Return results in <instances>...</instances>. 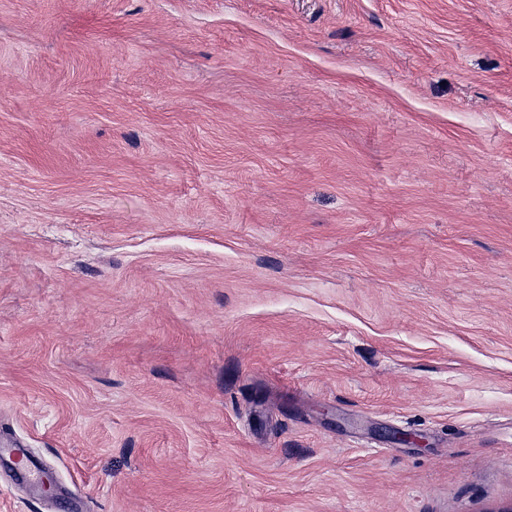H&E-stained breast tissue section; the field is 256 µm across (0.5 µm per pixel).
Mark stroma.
<instances>
[{
    "instance_id": "obj_1",
    "label": "stroma",
    "mask_w": 512,
    "mask_h": 512,
    "mask_svg": "<svg viewBox=\"0 0 512 512\" xmlns=\"http://www.w3.org/2000/svg\"><path fill=\"white\" fill-rule=\"evenodd\" d=\"M0 448V512H507L512 0H0Z\"/></svg>"
}]
</instances>
